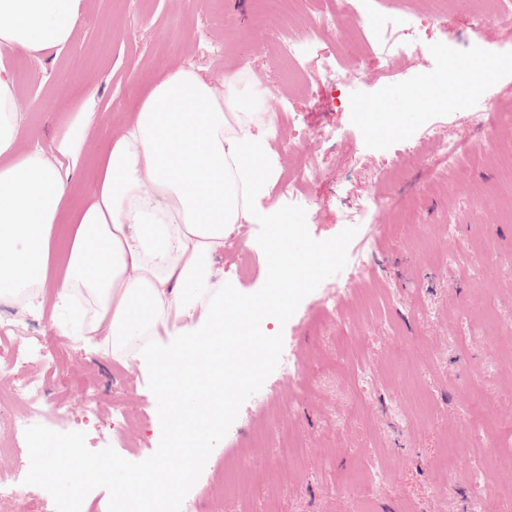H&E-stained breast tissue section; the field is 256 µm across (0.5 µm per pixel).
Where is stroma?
Returning <instances> with one entry per match:
<instances>
[{
  "label": "stroma",
  "mask_w": 512,
  "mask_h": 512,
  "mask_svg": "<svg viewBox=\"0 0 512 512\" xmlns=\"http://www.w3.org/2000/svg\"><path fill=\"white\" fill-rule=\"evenodd\" d=\"M372 9L400 48L394 80L371 79L377 53L355 67L327 70L319 53L278 59L263 43L261 0H88L72 42L42 62L8 53L23 115L21 149H50L85 100H92L95 152L115 135L145 85L169 68L192 65L207 77L236 73L233 96L267 140L274 177L313 171L298 199L268 194L260 208L287 218L288 252L313 273L288 301L275 329L276 351L260 370L249 317L230 318L239 380L222 399L199 402L198 420L225 417L210 443L212 463L185 484L174 512H506L497 479L474 495L458 476L512 446V123L477 144L479 161L431 172L437 135L468 136L473 113L503 106L512 114V28L496 0L478 9L450 0L435 21L437 0L406 9ZM223 22H215V13ZM492 62V79L456 82L461 57ZM389 120L358 118L371 104ZM383 192L397 209L350 224L358 199ZM272 225L242 223L217 259L225 281L254 295L268 287ZM373 246L359 291L336 300V283L361 241ZM51 308L0 304L13 319L11 352L0 354V428L24 409L28 383L58 398L60 422H37L21 436L0 472V512H66V487L45 484L29 465L37 441L77 444L85 461L117 458L138 472L156 453L155 377L111 347L88 348L58 335ZM301 365L287 376V360ZM410 412L401 423L386 410L393 396ZM480 432L468 451L464 432ZM386 469L372 476L375 461ZM302 477L280 485L275 466Z\"/></svg>",
  "instance_id": "35a3bbf8"
}]
</instances>
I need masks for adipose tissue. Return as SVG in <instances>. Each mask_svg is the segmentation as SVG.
Masks as SVG:
<instances>
[{
  "label": "adipose tissue",
  "instance_id": "ef3b65f1",
  "mask_svg": "<svg viewBox=\"0 0 512 512\" xmlns=\"http://www.w3.org/2000/svg\"><path fill=\"white\" fill-rule=\"evenodd\" d=\"M85 0H0V301L34 289L31 301L67 310L82 297L93 313L85 333L137 360L159 387L164 440L137 475L108 459L79 469L113 483L116 512H168V502L208 455L223 417L198 423L196 401L235 379L224 364V318L257 308L269 320L288 310V280H302L280 256L257 298L219 278L215 261L237 224L259 215L269 191V148L230 97L236 74L209 79L180 66L155 82L131 119L97 155L96 177L69 200L91 113L54 140L52 155L21 151L23 117L7 49L34 60L69 44ZM178 392L181 408L169 395Z\"/></svg>",
  "mask_w": 512,
  "mask_h": 512
}]
</instances>
